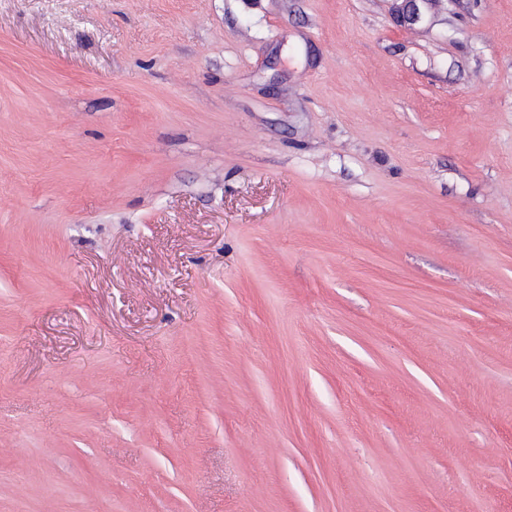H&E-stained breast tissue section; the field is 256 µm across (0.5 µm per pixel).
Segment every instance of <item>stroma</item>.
I'll list each match as a JSON object with an SVG mask.
<instances>
[{"label":"stroma","instance_id":"35a3bbf8","mask_svg":"<svg viewBox=\"0 0 512 512\" xmlns=\"http://www.w3.org/2000/svg\"><path fill=\"white\" fill-rule=\"evenodd\" d=\"M0 0V512H512V0Z\"/></svg>","mask_w":512,"mask_h":512}]
</instances>
